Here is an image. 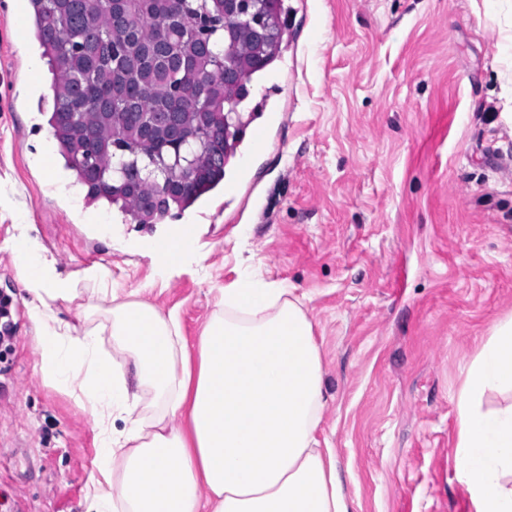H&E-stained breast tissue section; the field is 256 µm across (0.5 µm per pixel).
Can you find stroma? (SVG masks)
<instances>
[{
  "label": "stroma",
  "instance_id": "1",
  "mask_svg": "<svg viewBox=\"0 0 512 512\" xmlns=\"http://www.w3.org/2000/svg\"><path fill=\"white\" fill-rule=\"evenodd\" d=\"M20 0H0V494L26 512H85L97 453L78 386L46 379L14 258L17 215L76 284L52 304L79 327L85 269L176 311L195 344L243 271L285 282L321 345L317 433L354 512H473L455 467L457 397L512 314V0H284L280 57L251 86V126L223 185L179 217L138 224L88 202L39 109L51 75ZM57 166L50 185L36 163ZM194 225L202 263L159 274L149 243Z\"/></svg>",
  "mask_w": 512,
  "mask_h": 512
}]
</instances>
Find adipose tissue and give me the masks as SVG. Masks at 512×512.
<instances>
[{"mask_svg":"<svg viewBox=\"0 0 512 512\" xmlns=\"http://www.w3.org/2000/svg\"><path fill=\"white\" fill-rule=\"evenodd\" d=\"M18 230L15 259L29 274L42 370L61 384L80 380L97 428L86 512H352L316 438L320 347L287 285L241 273L192 350L176 311L162 312L137 289L119 294L108 270L94 266L85 277L111 298L112 325L81 330L49 307L75 299V284L57 276L28 225ZM151 248L166 271L194 253L175 230ZM106 335L110 356L99 353ZM494 392L512 395L511 315L494 325L457 401L456 469L475 512H512V402L483 409ZM183 414L189 430L171 427Z\"/></svg>","mask_w":512,"mask_h":512,"instance_id":"ef3b65f1","label":"adipose tissue"}]
</instances>
